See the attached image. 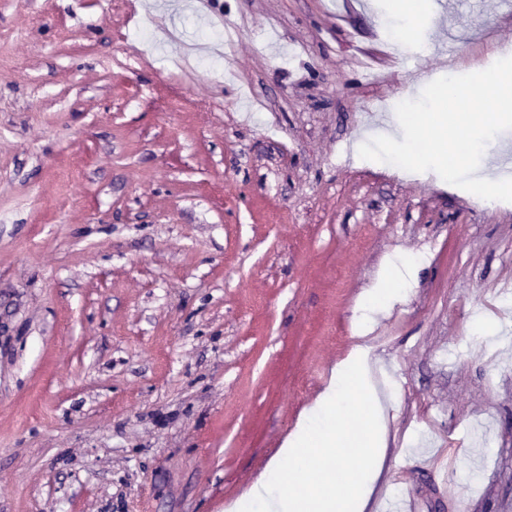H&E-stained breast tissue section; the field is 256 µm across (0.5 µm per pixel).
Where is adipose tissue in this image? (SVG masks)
Listing matches in <instances>:
<instances>
[{
	"instance_id": "1",
	"label": "adipose tissue",
	"mask_w": 512,
	"mask_h": 512,
	"mask_svg": "<svg viewBox=\"0 0 512 512\" xmlns=\"http://www.w3.org/2000/svg\"><path fill=\"white\" fill-rule=\"evenodd\" d=\"M413 259L391 263L390 281L366 289L361 324L403 298ZM388 405L379 397L369 345H356L299 417L273 461L227 512H369L383 478ZM347 486V495L336 493Z\"/></svg>"
}]
</instances>
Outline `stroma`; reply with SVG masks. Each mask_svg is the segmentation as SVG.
<instances>
[{
    "mask_svg": "<svg viewBox=\"0 0 512 512\" xmlns=\"http://www.w3.org/2000/svg\"><path fill=\"white\" fill-rule=\"evenodd\" d=\"M423 3L396 53V0H0V512H225L362 339L377 502L512 507V204L353 150L512 46ZM415 259L405 258L390 264V283L385 286L367 288L361 299L360 324L364 328L375 316L384 313L393 301L403 298L411 284V273Z\"/></svg>",
    "mask_w": 512,
    "mask_h": 512,
    "instance_id": "obj_1",
    "label": "stroma"
}]
</instances>
